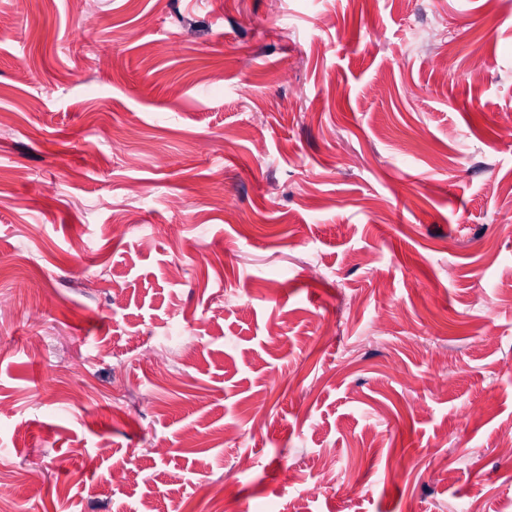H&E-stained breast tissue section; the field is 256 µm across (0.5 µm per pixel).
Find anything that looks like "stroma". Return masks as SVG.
<instances>
[{
    "instance_id": "35a3bbf8",
    "label": "stroma",
    "mask_w": 512,
    "mask_h": 512,
    "mask_svg": "<svg viewBox=\"0 0 512 512\" xmlns=\"http://www.w3.org/2000/svg\"><path fill=\"white\" fill-rule=\"evenodd\" d=\"M0 16V512H512V0Z\"/></svg>"
}]
</instances>
